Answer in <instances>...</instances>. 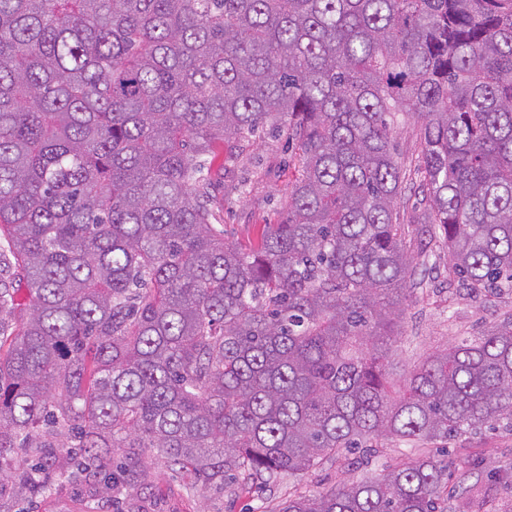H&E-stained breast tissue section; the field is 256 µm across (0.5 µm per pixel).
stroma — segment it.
<instances>
[{
    "label": "stroma",
    "mask_w": 512,
    "mask_h": 512,
    "mask_svg": "<svg viewBox=\"0 0 512 512\" xmlns=\"http://www.w3.org/2000/svg\"><path fill=\"white\" fill-rule=\"evenodd\" d=\"M416 129L401 124L397 149L408 188L400 206V220L415 226L421 196ZM283 141L217 143L206 158L211 182L214 224L226 240L243 247L258 246L269 225L286 218V207L296 178ZM445 261L426 274L412 304L403 333L392 346L386 371L399 380L419 357L446 347L461 336H476L512 311V294L472 293L459 283H447ZM448 457L457 472L474 468L482 473L476 494L478 512H512V431L486 429L475 436L450 440ZM268 492L249 488L230 492L200 478H190L160 459H150L144 480L114 481L112 486L90 482L80 469L70 468L55 478L50 493L32 496L12 479L0 481V512H269Z\"/></svg>",
    "instance_id": "35a3bbf8"
}]
</instances>
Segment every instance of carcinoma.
Listing matches in <instances>:
<instances>
[{
	"label": "carcinoma",
	"instance_id": "carcinoma-1",
	"mask_svg": "<svg viewBox=\"0 0 512 512\" xmlns=\"http://www.w3.org/2000/svg\"><path fill=\"white\" fill-rule=\"evenodd\" d=\"M420 123V232L512 293V0H0V478L98 479L112 449L274 491L374 443L379 476L273 512H458L434 448L512 428V313L383 372L417 268L395 135ZM284 136L298 177L255 250L195 159ZM20 322L19 332L8 334ZM386 448H380V453L375 454L374 457H372L371 463H369V466H364L361 469H357L356 471H351L348 476L351 478H354V480H359L363 478L367 474V472H375V474L382 473V465H392L394 464L397 459L400 457V449L403 448L402 445H385Z\"/></svg>",
	"mask_w": 512,
	"mask_h": 512
}]
</instances>
